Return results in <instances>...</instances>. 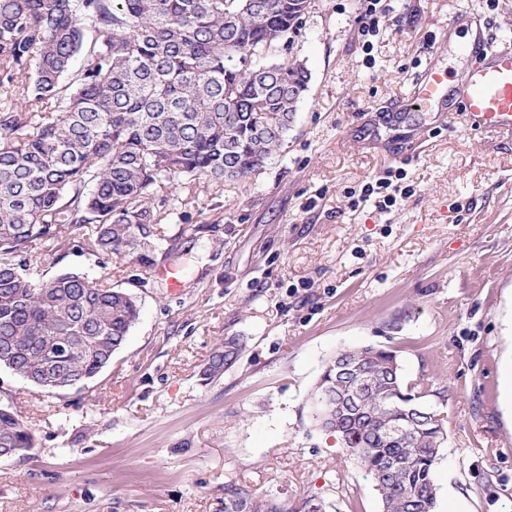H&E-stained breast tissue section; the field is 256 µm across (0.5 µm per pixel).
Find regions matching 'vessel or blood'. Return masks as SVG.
Returning <instances> with one entry per match:
<instances>
[{
	"mask_svg": "<svg viewBox=\"0 0 512 512\" xmlns=\"http://www.w3.org/2000/svg\"><path fill=\"white\" fill-rule=\"evenodd\" d=\"M476 64L466 77L449 84L447 71L427 68L406 106L421 112L430 104L443 103L448 114L463 110L471 128L512 137V45L485 53L482 37L466 45Z\"/></svg>",
	"mask_w": 512,
	"mask_h": 512,
	"instance_id": "vessel-or-blood-1",
	"label": "vessel or blood"
}]
</instances>
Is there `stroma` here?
I'll return each instance as SVG.
<instances>
[{
	"instance_id": "stroma-1",
	"label": "stroma",
	"mask_w": 512,
	"mask_h": 512,
	"mask_svg": "<svg viewBox=\"0 0 512 512\" xmlns=\"http://www.w3.org/2000/svg\"><path fill=\"white\" fill-rule=\"evenodd\" d=\"M363 39L365 0H311L288 49L309 91L279 152L234 182L164 183L166 238L135 257L52 253L45 278L99 275L140 317L92 380L51 393L0 367V407L33 448L0 458V512H224V486L290 512H381L371 478L309 409L326 362L393 350L445 419L437 512H512V140L424 111L392 116L420 72L467 74L458 14L512 43V0H390ZM403 191L383 210L367 184ZM179 273L178 286L159 276ZM227 336L245 349L203 369Z\"/></svg>"
}]
</instances>
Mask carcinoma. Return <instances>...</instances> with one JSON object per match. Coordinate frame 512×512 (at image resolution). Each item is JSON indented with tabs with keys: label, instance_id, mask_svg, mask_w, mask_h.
<instances>
[{
	"label": "carcinoma",
	"instance_id": "1",
	"mask_svg": "<svg viewBox=\"0 0 512 512\" xmlns=\"http://www.w3.org/2000/svg\"><path fill=\"white\" fill-rule=\"evenodd\" d=\"M310 0H0V73L23 74L26 112L0 113V366L50 389L112 362L139 318L135 298L102 274L40 278L46 250L137 254L164 239L152 208L165 181L237 180L279 149L308 91L297 60L271 61ZM92 34L85 40L84 23ZM79 62L76 88L59 82ZM242 351L230 336L209 357L213 378ZM429 380L405 379L382 346L342 349L310 400L374 481L382 512H436L433 471L447 441L428 418ZM33 448L0 407V449ZM224 512H288L224 486Z\"/></svg>",
	"mask_w": 512,
	"mask_h": 512
}]
</instances>
